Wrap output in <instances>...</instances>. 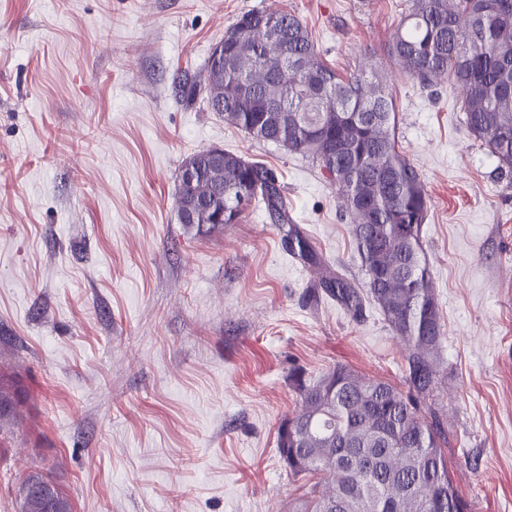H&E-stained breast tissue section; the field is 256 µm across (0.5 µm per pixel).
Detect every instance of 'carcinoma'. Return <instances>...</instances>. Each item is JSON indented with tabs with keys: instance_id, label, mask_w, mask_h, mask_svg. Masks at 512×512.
Returning a JSON list of instances; mask_svg holds the SVG:
<instances>
[{
	"instance_id": "obj_1",
	"label": "carcinoma",
	"mask_w": 512,
	"mask_h": 512,
	"mask_svg": "<svg viewBox=\"0 0 512 512\" xmlns=\"http://www.w3.org/2000/svg\"><path fill=\"white\" fill-rule=\"evenodd\" d=\"M271 29L274 44L264 39ZM388 53L423 85L446 74L461 87L468 133L500 170L512 171V0H412ZM206 71L213 111L257 140L286 139L284 147L311 157L336 182L366 294L407 345L401 389L340 363L314 380L291 375L302 408L279 426L280 459L293 479L322 475L330 487L309 484L288 512H472L443 449L436 370L442 325L421 241L429 200L398 152L397 113L383 77L338 75L318 57L301 21L282 11L241 16L224 34V65L209 61ZM190 160L197 179L177 202L180 223L233 224L256 199L288 223L279 185L264 167L208 150ZM287 237L293 253L316 261L297 228ZM320 285L346 310L362 311L364 293L343 275L331 272ZM16 398L0 383V418L14 412ZM31 482L48 487L54 505L32 496L20 512H73L49 474L22 480Z\"/></svg>"
}]
</instances>
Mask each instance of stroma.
<instances>
[{
  "label": "stroma",
  "mask_w": 512,
  "mask_h": 512,
  "mask_svg": "<svg viewBox=\"0 0 512 512\" xmlns=\"http://www.w3.org/2000/svg\"><path fill=\"white\" fill-rule=\"evenodd\" d=\"M412 0H0V512L51 472L74 512H288L277 450L293 371L337 363L401 384L404 342L319 281L361 282L349 215L312 158L213 112V47L244 14L297 16L342 75L381 72L398 150L429 198L421 240L443 338L448 464L473 512H512V174L469 136L462 91L401 74ZM268 168L317 264L266 206L180 224L194 153ZM286 236L288 244L294 254H297L307 262H316V253L310 242L301 235L296 227L289 226Z\"/></svg>",
  "instance_id": "obj_1"
}]
</instances>
